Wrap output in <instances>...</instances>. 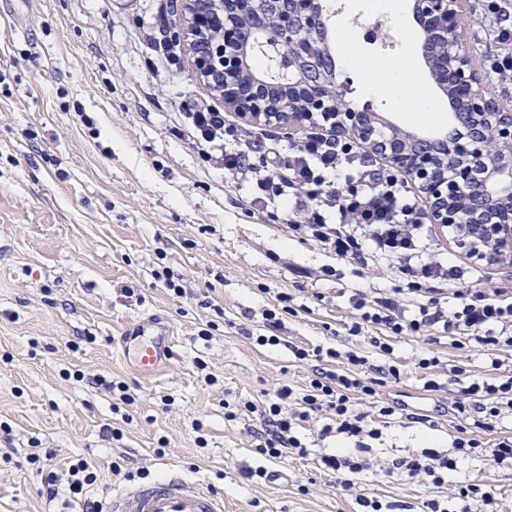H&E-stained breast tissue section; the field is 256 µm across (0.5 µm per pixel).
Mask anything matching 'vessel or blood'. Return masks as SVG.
<instances>
[{
  "mask_svg": "<svg viewBox=\"0 0 512 512\" xmlns=\"http://www.w3.org/2000/svg\"><path fill=\"white\" fill-rule=\"evenodd\" d=\"M172 346L168 325L138 321L125 330L117 352L146 378L163 369L172 356ZM105 512H224V497L173 471L160 480L113 493Z\"/></svg>",
  "mask_w": 512,
  "mask_h": 512,
  "instance_id": "obj_1",
  "label": "vessel or blood"
}]
</instances>
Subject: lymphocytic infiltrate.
Wrapping results in <instances>:
<instances>
[{
  "instance_id": "1",
  "label": "lymphocytic infiltrate",
  "mask_w": 512,
  "mask_h": 512,
  "mask_svg": "<svg viewBox=\"0 0 512 512\" xmlns=\"http://www.w3.org/2000/svg\"><path fill=\"white\" fill-rule=\"evenodd\" d=\"M483 6L487 16L498 22V42L508 47L491 59L489 69L512 78V24L501 22L511 9L507 0H483ZM177 135L204 162L256 185L268 199L293 198L298 217L289 222L288 232L294 239L319 245L336 261L362 267L383 262L390 271L389 287L357 289L350 297L353 335L375 329L369 344L387 357V365H373L359 347H292L296 361L309 369L303 389L283 383L262 404L245 405L246 411L259 416L257 453L274 460L306 457L296 429L324 410L332 421L321 428V438L347 439L357 450L366 441L379 439L378 419L401 409L399 402L379 395L381 387L401 376L400 368L390 362L393 341L433 336L461 348L474 343L495 353L490 360L493 378L461 383L452 409L465 425L451 450L426 448L417 455L377 460L340 448L322 455L320 468L336 479L341 495L354 499L359 512H383L382 502L361 489L358 475H404L439 486L461 456L478 454L499 465L512 464L511 435L491 443L479 436L481 429L512 415V366H505L499 357L500 351L512 350V289H459L449 304L430 299L432 285L463 280L465 273L454 263L429 257L421 216L397 174L379 166L353 139L316 128L297 146L288 164H281L272 149L249 155L240 147L243 132L211 107L185 113ZM358 398L368 401L370 412L356 410ZM53 457L49 449L30 456L31 464L46 470L40 495L51 502L64 491L69 501L82 503L84 512H97V502L87 496L100 480L96 466L76 457L65 472L58 473L46 468Z\"/></svg>"
}]
</instances>
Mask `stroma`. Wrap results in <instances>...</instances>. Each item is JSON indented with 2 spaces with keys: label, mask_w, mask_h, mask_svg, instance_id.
<instances>
[{
  "label": "stroma",
  "mask_w": 512,
  "mask_h": 512,
  "mask_svg": "<svg viewBox=\"0 0 512 512\" xmlns=\"http://www.w3.org/2000/svg\"><path fill=\"white\" fill-rule=\"evenodd\" d=\"M171 0H0V512H51L37 490L42 475L27 457L55 453V470L72 457L97 464L90 492L105 501L128 487V472L150 478L172 471L224 495V512H356L317 460L335 448L319 431L321 412L297 435L308 455L269 461L255 451L257 415H225V404L263 402L280 382L304 386L307 370L290 345L367 347L350 335L351 308L339 288L387 287L386 265L354 271L320 246L288 236L285 204L259 198L251 186L203 162L174 136L184 112L223 108L196 74ZM334 24L355 50L379 63V45L357 25L364 0H339ZM463 33L483 82L512 104V79L490 73L500 52L482 0H469ZM180 44L169 63L154 52L162 38ZM354 95L395 124L421 131L406 101L369 98L356 67L340 66ZM432 257L453 258L473 285L512 287V268L468 255L449 230L428 225ZM332 266L333 278L297 291L295 269ZM184 286L174 298L166 279ZM323 299H316V292ZM208 295L212 305L199 306ZM289 294L299 311L284 315L285 345L250 343L263 309ZM160 317L174 331V355L144 379L114 346L131 323ZM487 377L483 348L397 339L401 365L389 394L409 395V411L381 424L368 457L450 449L460 423L439 416L422 389L415 360L424 351ZM125 382L127 403L115 404L96 378ZM122 439L105 436V425ZM128 472L113 475V459ZM265 468L269 481H248ZM362 489L406 512H428L433 500L458 505L455 487L494 490L496 512H512V465L485 457L460 461L447 483L429 487L404 477L360 475Z\"/></svg>",
  "instance_id": "35a3bbf8"
}]
</instances>
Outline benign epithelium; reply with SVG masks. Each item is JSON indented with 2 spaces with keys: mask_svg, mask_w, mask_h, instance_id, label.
<instances>
[{
  "mask_svg": "<svg viewBox=\"0 0 512 512\" xmlns=\"http://www.w3.org/2000/svg\"><path fill=\"white\" fill-rule=\"evenodd\" d=\"M181 0L175 23L190 31L196 73L251 121L274 123L288 138L317 124L347 134L425 197V218L451 226L456 242L512 264V109L481 86L463 37L465 0H413L422 24L419 54L447 92L459 140L423 137L358 110L330 63L321 0Z\"/></svg>",
  "mask_w": 512,
  "mask_h": 512,
  "instance_id": "1",
  "label": "benign epithelium"
}]
</instances>
